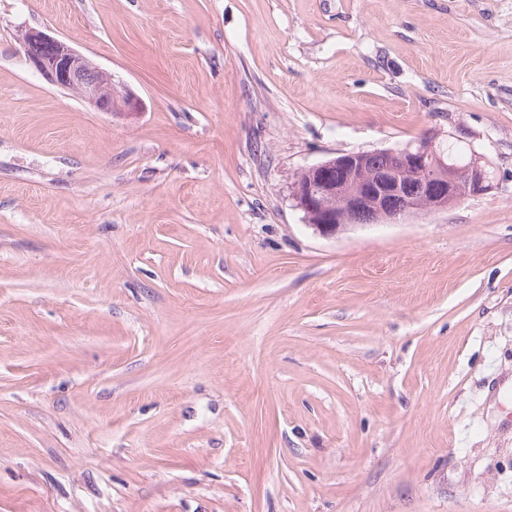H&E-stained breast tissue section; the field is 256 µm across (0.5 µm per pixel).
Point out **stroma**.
<instances>
[{
    "label": "stroma",
    "mask_w": 512,
    "mask_h": 512,
    "mask_svg": "<svg viewBox=\"0 0 512 512\" xmlns=\"http://www.w3.org/2000/svg\"><path fill=\"white\" fill-rule=\"evenodd\" d=\"M431 131L493 189L288 197ZM0 512H512V0H0ZM18 41L26 62L51 85L76 93L99 112H130L139 100L119 92L112 76L81 56L66 41L36 29L25 30ZM437 132L422 134L401 149L335 153L309 166L289 183V198L305 222L332 235L351 225L396 223L403 219L448 211L466 197L492 188L485 157L471 155L466 143L442 149ZM385 156L382 167H369L373 156Z\"/></svg>",
    "instance_id": "stroma-1"
}]
</instances>
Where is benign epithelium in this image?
<instances>
[{"mask_svg":"<svg viewBox=\"0 0 512 512\" xmlns=\"http://www.w3.org/2000/svg\"><path fill=\"white\" fill-rule=\"evenodd\" d=\"M18 41L26 62L51 85L76 93L99 112H130L139 100L119 92L112 75L81 56L66 41L28 29ZM444 139L422 134L401 149L336 153L309 166L289 183V198L305 222L332 235L351 225L396 223L446 211L466 197L492 188L485 157L468 165L448 161Z\"/></svg>","mask_w":512,"mask_h":512,"instance_id":"benign-epithelium-1","label":"benign epithelium"}]
</instances>
